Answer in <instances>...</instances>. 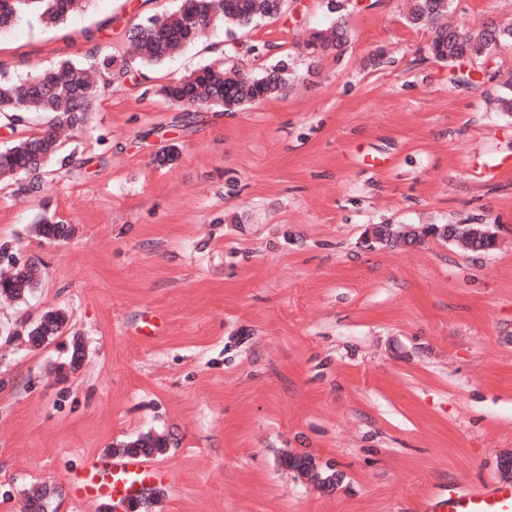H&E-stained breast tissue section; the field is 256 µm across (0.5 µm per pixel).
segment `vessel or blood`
Segmentation results:
<instances>
[{
	"label": "vessel or blood",
	"instance_id": "1",
	"mask_svg": "<svg viewBox=\"0 0 512 512\" xmlns=\"http://www.w3.org/2000/svg\"><path fill=\"white\" fill-rule=\"evenodd\" d=\"M167 470L148 458L126 455L85 463L78 475L81 496L134 501L151 482H163ZM432 512H512V485L485 484L479 488H451L431 506Z\"/></svg>",
	"mask_w": 512,
	"mask_h": 512
}]
</instances>
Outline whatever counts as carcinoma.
<instances>
[{
    "label": "carcinoma",
    "mask_w": 512,
    "mask_h": 512,
    "mask_svg": "<svg viewBox=\"0 0 512 512\" xmlns=\"http://www.w3.org/2000/svg\"><path fill=\"white\" fill-rule=\"evenodd\" d=\"M84 0H0V29L8 28L25 15L38 16L47 24L67 20L80 10ZM453 0H412L408 22L418 26L425 21L440 19L448 14ZM285 0H179L173 13L152 17L134 24L126 31L127 40L136 47L137 64L158 65L171 58L202 30L217 24L228 32L247 30L266 18L279 15ZM328 10L337 14L334 34L317 30L311 34L305 49L319 54L339 49L347 42V20L339 15L340 5L329 0ZM512 43V29L483 23L471 29H456L445 25L435 28L428 46L429 54L439 62L452 63L460 57L480 58L502 43ZM130 61L112 54H97L89 66L64 59L40 69L23 80L15 81L0 75V117L10 124L25 126L32 114L49 117V126L40 134L20 135L15 142L0 149V181H20L37 177L57 158L59 145L55 130L66 127L79 132L89 123L96 102L105 84L88 78L93 72L104 80L123 77ZM288 84V62L278 61L260 75L226 69L215 63L192 72L161 89L165 99L181 102L188 98L194 106L221 108L234 112L244 106L258 104L281 92ZM47 239H64L71 233L67 225L44 220L39 227ZM37 268L33 264L14 267V273L0 278V294L20 297L36 284ZM67 324V315L59 309L45 311L37 323L26 332L35 348L43 346L60 334ZM163 451L160 439L150 435L124 445L122 452L150 456Z\"/></svg>",
    "instance_id": "1"
}]
</instances>
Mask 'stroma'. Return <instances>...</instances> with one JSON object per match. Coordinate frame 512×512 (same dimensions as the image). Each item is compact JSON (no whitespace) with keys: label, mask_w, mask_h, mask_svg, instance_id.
<instances>
[{"label":"stroma","mask_w":512,"mask_h":512,"mask_svg":"<svg viewBox=\"0 0 512 512\" xmlns=\"http://www.w3.org/2000/svg\"><path fill=\"white\" fill-rule=\"evenodd\" d=\"M327 2L287 0L133 67L61 134L66 165L42 189L0 184V276L39 268L23 298L0 295V512L45 490L48 512H104L77 469L145 434L170 478L132 512H420L451 486L512 485V172L482 175L512 163L497 102L512 43L441 63L406 0H346L348 43L315 56ZM176 7L22 19L0 31V73L131 55L127 28ZM450 20L512 24V0H455ZM283 58L288 89L235 112L159 94L215 61ZM45 217L71 235L44 239ZM448 224L488 225L498 245L431 235ZM48 309L68 323L32 348L22 332Z\"/></svg>","instance_id":"1"}]
</instances>
